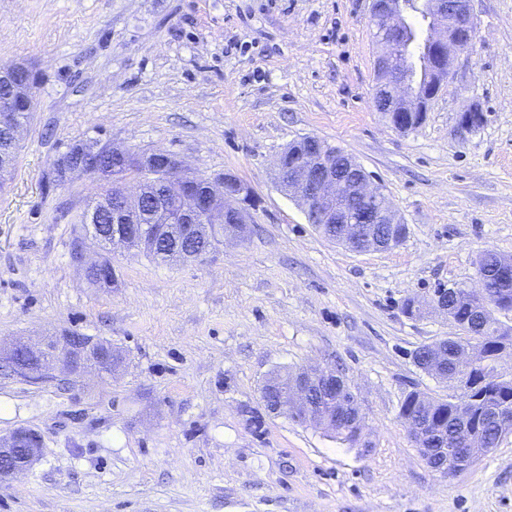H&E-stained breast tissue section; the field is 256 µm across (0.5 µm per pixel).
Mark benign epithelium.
I'll return each mask as SVG.
<instances>
[{
  "mask_svg": "<svg viewBox=\"0 0 512 512\" xmlns=\"http://www.w3.org/2000/svg\"><path fill=\"white\" fill-rule=\"evenodd\" d=\"M429 7L428 45L431 46L434 58L431 70L438 81L419 90L404 75L413 53L410 43L406 41V33L412 26L414 15L410 3L406 0H373L372 3V17L381 46L377 59V88L390 90V112L387 118L398 131L414 128L407 113L426 111L443 85L439 81L442 73L451 71L456 56L470 50L477 35L470 0H429ZM19 71L28 73L30 67L21 62L0 65V86L8 91L7 96L0 97V135L13 146L18 144L23 130L17 118V103L32 99L31 87L15 81ZM483 120V115L469 108L460 113L458 129L461 132L472 131ZM337 155L334 146L315 137L308 138L291 155L279 153L275 165L281 187L298 202L304 212H311L318 217L319 223L346 225V236L359 245L357 251L379 249L380 244L365 235L361 226L348 219L347 210L355 207L364 209L362 221L366 224L396 225L401 220L393 208L383 205L385 194L382 188L373 184L354 160H349L348 168L355 176L349 178L336 170ZM103 157L109 158L113 165L102 166ZM119 169L123 170L128 182L119 189L118 201L103 197L84 213V223L91 228L100 222L103 215H112L114 231L104 240H95L96 249L112 251L122 246L150 249L151 239L144 232H132L124 227V224L141 213L145 194L141 173L145 171L154 172L155 177L163 183L176 188L174 195L161 201L152 214V221L166 225V231L171 237L187 236L199 231L205 224H222L224 234L229 236L244 235L253 192L246 182L232 173L206 177L202 188L198 189L195 184L196 173L164 151L144 153L97 141L77 144L74 150L67 152L54 165L56 179L62 185L79 176H98L110 180L112 171ZM75 261L81 264L87 274L102 268L104 259L89 256L80 244L76 249ZM68 339L70 336L66 335L37 344L17 340L7 349L0 348V367L27 381H39L44 377L43 361L47 358L61 365L63 371L74 379L83 377L90 369L110 374L121 368L118 362L112 363L110 369L103 366L101 347L108 345V342L87 336L78 350L66 353L62 348L67 346ZM19 353L35 356L42 364L36 368L24 363L17 359ZM506 356V348L495 358L481 355V376L477 386L512 378V370L503 367ZM304 378L305 381L295 385L283 396V400L290 401L295 408L307 407V384L329 383L331 370L306 368ZM40 456L41 448L20 450L13 447V435H1L0 482L29 470Z\"/></svg>",
  "mask_w": 512,
  "mask_h": 512,
  "instance_id": "1",
  "label": "benign epithelium"
}]
</instances>
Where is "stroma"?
Wrapping results in <instances>:
<instances>
[{"instance_id":"1","label":"stroma","mask_w":512,"mask_h":512,"mask_svg":"<svg viewBox=\"0 0 512 512\" xmlns=\"http://www.w3.org/2000/svg\"><path fill=\"white\" fill-rule=\"evenodd\" d=\"M472 9L474 48L402 133L373 105L371 0H0V62L38 76L0 187V342L71 331L125 360L70 384L0 374V435L43 441L0 512H512V434L447 476L399 415L410 392H450L414 351L462 334L405 299L477 287L484 251L512 259V0ZM470 106L485 121L458 133ZM307 135L380 181L399 246L351 252L281 192L274 161ZM90 140L237 174L244 239L184 263L118 249L112 286L90 284L75 217L101 181L52 180ZM309 366L348 380L370 451L267 415L265 379Z\"/></svg>"}]
</instances>
